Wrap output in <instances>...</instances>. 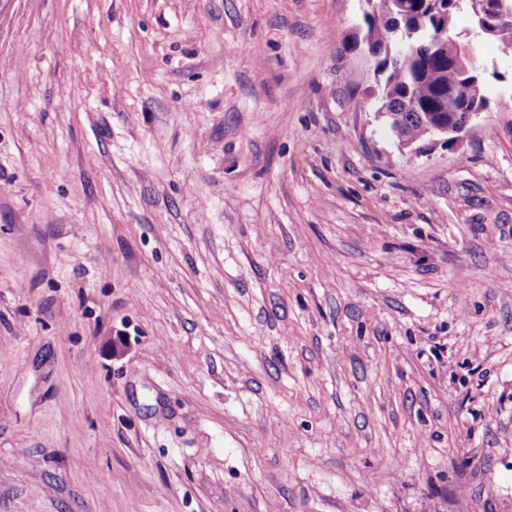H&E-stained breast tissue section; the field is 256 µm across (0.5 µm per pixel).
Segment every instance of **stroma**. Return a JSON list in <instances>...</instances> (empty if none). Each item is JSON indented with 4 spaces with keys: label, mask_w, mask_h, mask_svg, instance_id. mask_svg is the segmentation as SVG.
Instances as JSON below:
<instances>
[{
    "label": "stroma",
    "mask_w": 512,
    "mask_h": 512,
    "mask_svg": "<svg viewBox=\"0 0 512 512\" xmlns=\"http://www.w3.org/2000/svg\"><path fill=\"white\" fill-rule=\"evenodd\" d=\"M361 0H0V512H512V59L412 158Z\"/></svg>",
    "instance_id": "obj_1"
}]
</instances>
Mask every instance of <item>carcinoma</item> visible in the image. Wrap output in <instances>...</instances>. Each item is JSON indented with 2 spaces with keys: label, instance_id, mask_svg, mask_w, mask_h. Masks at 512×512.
Here are the masks:
<instances>
[{
  "label": "carcinoma",
  "instance_id": "1",
  "mask_svg": "<svg viewBox=\"0 0 512 512\" xmlns=\"http://www.w3.org/2000/svg\"><path fill=\"white\" fill-rule=\"evenodd\" d=\"M363 41L375 59L374 77L381 86V106L391 131H400L412 155L420 142L434 140L432 129L459 121L467 112L486 108L485 70L466 56L453 65L448 39L475 49L492 39L512 49V18L483 30L485 0H466L458 10L452 0H363ZM472 17V27L456 28L460 12ZM479 79V85L473 80Z\"/></svg>",
  "mask_w": 512,
  "mask_h": 512
}]
</instances>
